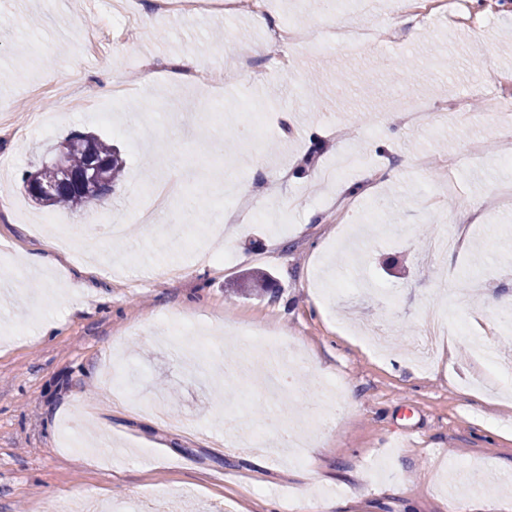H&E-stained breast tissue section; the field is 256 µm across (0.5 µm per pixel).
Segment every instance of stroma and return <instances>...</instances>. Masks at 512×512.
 <instances>
[{
  "label": "stroma",
  "mask_w": 512,
  "mask_h": 512,
  "mask_svg": "<svg viewBox=\"0 0 512 512\" xmlns=\"http://www.w3.org/2000/svg\"><path fill=\"white\" fill-rule=\"evenodd\" d=\"M153 2L139 0L119 41L124 0H0V190L20 206L0 212V512H60L71 499L102 512L136 494L147 512H291L292 491L310 487L337 512H448L449 483L469 491L492 474L493 512H512V384L473 361L463 337L424 368L406 342L434 310L479 338L512 328L495 302L512 295L500 260L512 253V206L493 201L512 192V134L486 106L512 95V8L478 28L406 20L402 41L375 55L320 44V30L376 26L396 0L358 16L272 0L271 25L305 33L297 46L272 40L250 8L166 17ZM240 40L255 49L257 78L228 54ZM186 63L199 85L182 91L172 72ZM218 70L224 110L208 122L205 87ZM463 99L479 122L459 119ZM413 101L427 119L388 139ZM74 133L120 151L109 206L35 204L25 172ZM476 141L490 146L479 159ZM151 185L167 217L149 230L140 218ZM474 213L486 232L467 225ZM109 218L129 232L102 237L96 263L40 247ZM444 224L458 225L462 245L422 261ZM222 226L233 259L214 266L194 251ZM41 253L38 275L20 276ZM251 270L275 287L238 291ZM348 298L399 346L378 356L352 335ZM176 318L200 325L205 386L165 340ZM46 321L57 326L48 336ZM267 329L305 360L296 391L274 400L227 365V342L240 338L259 362ZM320 376L352 403L319 396ZM191 410L192 432L175 424ZM274 413L306 432L305 463L226 439L228 422L267 432Z\"/></svg>",
  "instance_id": "obj_1"
}]
</instances>
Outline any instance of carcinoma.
I'll return each instance as SVG.
<instances>
[{
  "mask_svg": "<svg viewBox=\"0 0 512 512\" xmlns=\"http://www.w3.org/2000/svg\"><path fill=\"white\" fill-rule=\"evenodd\" d=\"M94 162L98 163L95 181L99 185V192L104 194L110 191L121 176L123 159L108 141L90 135L87 140L77 142L69 154L68 165L72 177L69 184H59V172L55 165L41 167L43 181L53 183L57 188L53 193L43 197L40 204L70 209L85 205V198L76 187V182L87 174Z\"/></svg>",
  "mask_w": 512,
  "mask_h": 512,
  "instance_id": "obj_1",
  "label": "carcinoma"
}]
</instances>
